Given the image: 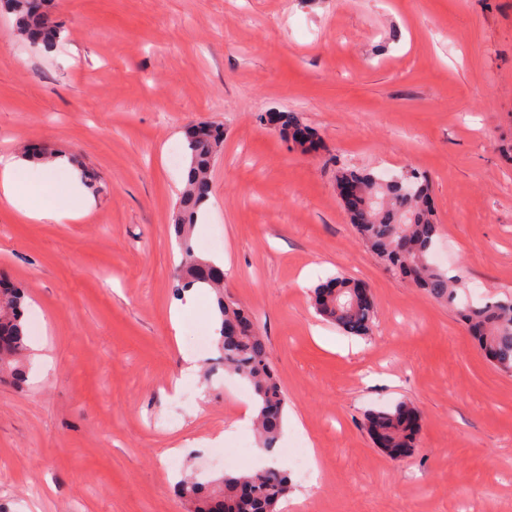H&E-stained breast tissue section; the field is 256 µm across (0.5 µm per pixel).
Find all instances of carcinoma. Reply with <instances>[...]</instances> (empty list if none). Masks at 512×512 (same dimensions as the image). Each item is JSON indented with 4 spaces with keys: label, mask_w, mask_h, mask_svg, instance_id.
Segmentation results:
<instances>
[{
    "label": "carcinoma",
    "mask_w": 512,
    "mask_h": 512,
    "mask_svg": "<svg viewBox=\"0 0 512 512\" xmlns=\"http://www.w3.org/2000/svg\"><path fill=\"white\" fill-rule=\"evenodd\" d=\"M15 15L17 35L32 46L54 47L61 28L42 8V0H4ZM280 133L302 148L316 145L312 134L292 113L277 117ZM224 142L221 128L201 124L185 132L187 175L180 193L174 229L181 253L175 268L177 290L199 285L216 296L220 316L216 347L224 371L247 381L256 395L254 423L264 448L270 450L281 435L287 398L274 372L267 339L240 305L224 298V275L213 261L198 256L191 232L211 192L210 172L218 148ZM338 183L354 188L347 202L353 224L367 246L390 266L410 278L429 297L453 306L468 325L495 368L512 373V299L482 305L457 302V278L433 265L430 256L439 240V224L431 207L429 184L414 170L386 178L372 172L343 171ZM360 284L336 278L315 289V311L349 335H363L375 312ZM24 293L14 288L0 295V382L21 385L26 380L29 357L23 321ZM417 412L401 402L391 410L368 416L373 438H382L380 448L389 455L404 448L411 454L418 430L407 424V413ZM292 491L288 471L266 467L249 472L225 473L201 482L183 476L177 495L189 504V512H278L280 502Z\"/></svg>",
    "instance_id": "obj_1"
}]
</instances>
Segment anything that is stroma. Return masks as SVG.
Returning a JSON list of instances; mask_svg holds the SVG:
<instances>
[{"label": "stroma", "instance_id": "obj_1", "mask_svg": "<svg viewBox=\"0 0 512 512\" xmlns=\"http://www.w3.org/2000/svg\"><path fill=\"white\" fill-rule=\"evenodd\" d=\"M51 51L0 11V155L35 144L69 156L87 216L33 223L0 202V277L26 295L24 388L0 385V512H188L181 473L207 481L288 468L280 512H512V375L455 310L373 254L349 221L340 168L431 181L441 269L470 301L512 296V0H55ZM295 113L319 146L262 117ZM222 125L212 193L192 233L224 260V291L255 315L288 398L274 452L251 386L173 325L171 229L183 131ZM370 289V335L318 316L335 276ZM333 337L318 343L313 329ZM199 370L182 399L183 354ZM402 401L420 411L412 454L365 427ZM223 458H216V448Z\"/></svg>", "mask_w": 512, "mask_h": 512}]
</instances>
